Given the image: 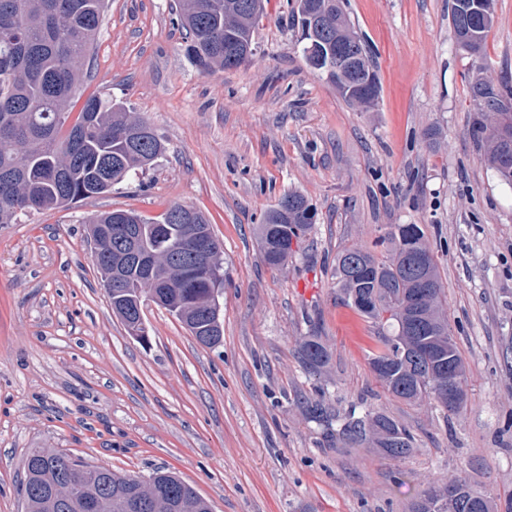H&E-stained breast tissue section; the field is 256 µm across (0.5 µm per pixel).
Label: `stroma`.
I'll return each mask as SVG.
<instances>
[{"instance_id": "35a3bbf8", "label": "stroma", "mask_w": 512, "mask_h": 512, "mask_svg": "<svg viewBox=\"0 0 512 512\" xmlns=\"http://www.w3.org/2000/svg\"><path fill=\"white\" fill-rule=\"evenodd\" d=\"M175 4L109 0L82 89L123 101L165 153L108 193L0 226V512H25L31 448L144 478L167 468L214 512H409L451 478L512 512V187L484 160L470 92L481 74L512 89V0H496L479 61L457 47L448 0H344L379 79L368 110L306 64L297 0H264L249 62L212 74L186 58ZM292 190L316 216L272 267L255 227ZM175 203L222 246L214 346L150 301L138 342L93 263L91 217ZM389 224L420 225L437 257L466 365L457 413L390 394L368 360L377 326L336 295L337 252ZM308 336L328 350L321 369L300 355ZM315 401L393 417L412 453L336 443Z\"/></svg>"}]
</instances>
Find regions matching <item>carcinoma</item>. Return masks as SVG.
<instances>
[{
    "mask_svg": "<svg viewBox=\"0 0 512 512\" xmlns=\"http://www.w3.org/2000/svg\"><path fill=\"white\" fill-rule=\"evenodd\" d=\"M241 0H178L176 23L184 31L185 55L202 73L232 69L224 60V43L252 37L262 6L247 11ZM321 6L324 27L333 34L326 46L305 41V61L318 62L317 70L332 82L351 105L361 88L346 75L328 69L341 50L354 71L372 77L367 89L378 90L375 64L366 44L336 0H298V15ZM107 0H0V224H14L21 213L67 206L104 193L143 171L163 152L159 137L136 144L129 131L142 119L120 103L89 96L75 119L70 104L83 84V65L99 33ZM450 20L457 45L471 56H482L495 22L494 0H451ZM479 112L476 135L484 156L500 181L512 185V100L497 93L484 77L471 85ZM182 208L176 204L160 216L146 219L133 211L115 210L90 218L88 235L98 243L94 264L107 278L110 257L119 247L122 231L133 226L144 237L153 258L150 272L130 268L124 285L128 295L156 294L162 298L187 293L190 309L179 318L185 326L203 324L213 280L223 276L222 248L214 242V265L195 268L174 262L173 250L189 247L190 231L169 220ZM307 199L290 191L266 214L258 227L260 243L271 239L280 248L263 250L264 260L281 266L288 260L292 241L314 224ZM381 253H376V248ZM333 277L340 299L389 332L379 337L381 349L370 366L385 388L409 405L432 401L448 406V379L465 373L463 358L453 341L445 310L439 265L424 230L418 224H391L374 241V248L352 246L339 251ZM306 364L316 369L327 361L324 346L314 338L301 344ZM310 417L336 427V442L367 444L382 455L399 459L414 448L413 434L389 415L366 409L332 414L315 403ZM76 467L84 477L88 464L61 451L32 448L25 463L21 493L27 512H57L40 494L55 480V467ZM114 486H134L146 495H160L180 505L178 512H203L204 498L171 472L156 471L148 478L120 474L98 466ZM447 484L438 480L418 493L411 512H441ZM464 486L453 512H494L493 501Z\"/></svg>",
    "mask_w": 512,
    "mask_h": 512,
    "instance_id": "obj_1",
    "label": "carcinoma"
}]
</instances>
